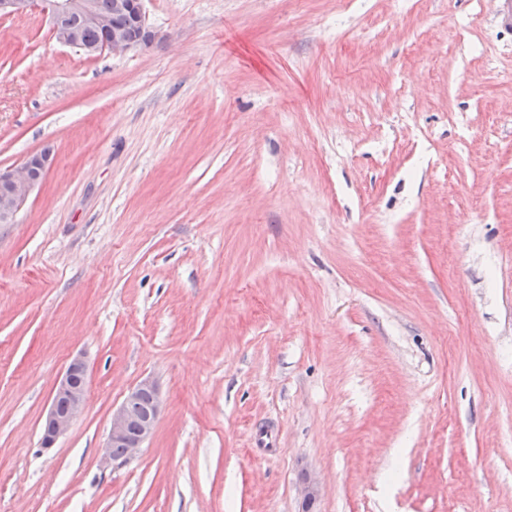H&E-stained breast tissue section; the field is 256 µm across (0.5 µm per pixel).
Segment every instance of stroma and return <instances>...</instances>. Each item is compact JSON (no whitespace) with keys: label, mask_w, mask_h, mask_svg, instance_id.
Listing matches in <instances>:
<instances>
[{"label":"stroma","mask_w":512,"mask_h":512,"mask_svg":"<svg viewBox=\"0 0 512 512\" xmlns=\"http://www.w3.org/2000/svg\"><path fill=\"white\" fill-rule=\"evenodd\" d=\"M497 2L144 0L96 55L0 17V170L51 159L0 224V512H512ZM146 378L155 434L102 469ZM87 385L86 363L81 356H74L56 385L50 408L42 424L41 444L44 449L52 448L82 411ZM61 399L65 401L62 408L59 405Z\"/></svg>","instance_id":"1"}]
</instances>
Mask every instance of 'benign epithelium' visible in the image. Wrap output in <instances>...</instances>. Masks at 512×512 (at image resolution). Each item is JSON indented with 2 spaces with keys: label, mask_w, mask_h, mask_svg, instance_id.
I'll return each mask as SVG.
<instances>
[{
  "label": "benign epithelium",
  "mask_w": 512,
  "mask_h": 512,
  "mask_svg": "<svg viewBox=\"0 0 512 512\" xmlns=\"http://www.w3.org/2000/svg\"><path fill=\"white\" fill-rule=\"evenodd\" d=\"M40 12L51 17L56 40L64 45L91 54L109 51L122 53L142 44L147 29L143 0H114V13L125 15L129 23L123 27L112 24V16L96 11L93 0H0V16ZM79 16L101 29L107 38L99 45L87 46L81 40L79 29L68 19ZM49 157L36 154L21 167L0 172V223L10 224L16 210L41 180ZM87 366L80 356L73 357L58 381L50 408L42 424V447H53L82 411L87 395ZM144 392L151 394L147 410L139 415L131 413L129 404ZM162 409V400L155 383L146 378L131 388L122 404L114 411L106 442L101 448L100 464L107 467L122 459L133 460L143 445L155 432ZM123 448L124 454L116 457L112 449Z\"/></svg>",
  "instance_id": "7a95c632"
}]
</instances>
